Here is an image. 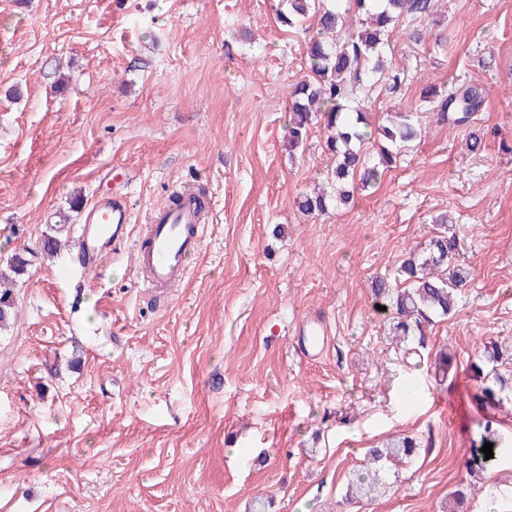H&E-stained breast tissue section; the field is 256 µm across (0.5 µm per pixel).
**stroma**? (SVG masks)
<instances>
[{
    "mask_svg": "<svg viewBox=\"0 0 512 512\" xmlns=\"http://www.w3.org/2000/svg\"><path fill=\"white\" fill-rule=\"evenodd\" d=\"M285 8L0 0V270L64 241L17 277L0 329V512H512V456L473 481L465 469L485 416L468 365L494 341L512 374V0H439L418 43L400 21L385 55L404 80L364 110L374 127L414 113L421 134L319 216L297 199L333 166L323 130L294 150L285 137L316 20L283 26ZM469 81L485 108L466 129L437 123L424 87ZM185 187L214 205L179 285L145 288L124 244L93 277L66 276L95 194L127 195L138 234ZM443 213L470 282L412 354L372 286ZM317 320L330 341L307 357L299 327ZM400 434L417 456L376 500L347 498L366 449Z\"/></svg>",
    "mask_w": 512,
    "mask_h": 512,
    "instance_id": "35a3bbf8",
    "label": "stroma"
}]
</instances>
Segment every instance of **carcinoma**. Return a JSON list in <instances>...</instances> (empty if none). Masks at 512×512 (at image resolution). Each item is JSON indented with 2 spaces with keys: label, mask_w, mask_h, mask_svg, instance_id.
I'll use <instances>...</instances> for the list:
<instances>
[{
  "label": "carcinoma",
  "mask_w": 512,
  "mask_h": 512,
  "mask_svg": "<svg viewBox=\"0 0 512 512\" xmlns=\"http://www.w3.org/2000/svg\"><path fill=\"white\" fill-rule=\"evenodd\" d=\"M434 13L433 0H331L326 8L316 7V0H288V13H279L281 24L290 28L308 15L317 18V33L307 45V61L311 76L296 84L290 92L287 128L288 146L300 147L315 124L323 127L326 149L335 157L331 171L332 193H304L299 208L308 214L327 211L330 203L347 204L353 193L349 185L359 180L368 188L379 181L395 163L392 147L406 143L418 135L412 115L396 112L387 124L378 127L381 144L377 155L366 158L360 147L371 138L369 123L360 111L357 95L367 93L377 75L386 71L384 49L388 46L401 18L424 21ZM424 98L435 103L438 119L455 127H467L487 98L486 89L478 83L454 85L444 93L428 85ZM459 239L450 232L448 220H438L436 234L426 250L411 252L400 266V274L408 282L406 288H394L383 278L374 282V296L392 310L394 335L405 338L424 336L423 328L434 319H444L456 310L458 296L469 283L466 271L457 263ZM28 259L16 254L7 262L10 274L0 272V285L10 276L23 275ZM13 309L10 290L0 288V328L6 326ZM502 352L497 345L484 347L470 363L472 377L478 382L476 398L488 414L493 415L512 402V382L499 373ZM497 420L485 421L480 445L493 444V454L512 453V442L506 441L496 427ZM417 449L409 437H398L381 448L370 450L368 464L380 472L396 461L411 459ZM378 479L358 476L355 493L373 500L380 493Z\"/></svg>",
  "instance_id": "1"
}]
</instances>
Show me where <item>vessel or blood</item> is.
<instances>
[{
    "instance_id": "obj_1",
    "label": "vessel or blood",
    "mask_w": 512,
    "mask_h": 512,
    "mask_svg": "<svg viewBox=\"0 0 512 512\" xmlns=\"http://www.w3.org/2000/svg\"><path fill=\"white\" fill-rule=\"evenodd\" d=\"M133 211L118 195L95 196L86 209L80 245L85 254L80 273L92 275L99 258L118 242L132 241V262L148 288L165 291L187 273L202 245L203 218L190 192L178 206L159 205L148 217L145 239H132Z\"/></svg>"
}]
</instances>
